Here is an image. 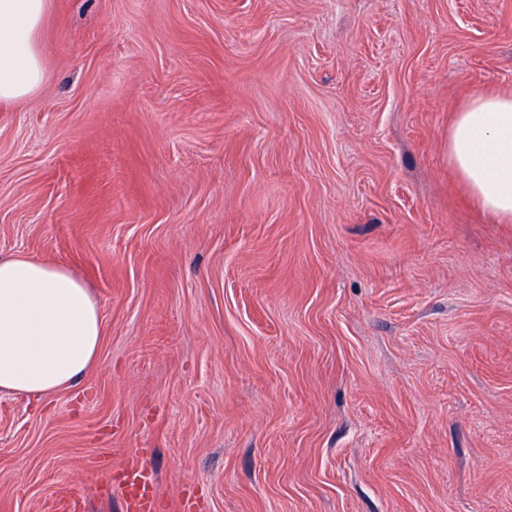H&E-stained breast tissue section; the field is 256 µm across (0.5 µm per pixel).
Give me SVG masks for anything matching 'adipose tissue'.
<instances>
[{
    "instance_id": "obj_1",
    "label": "adipose tissue",
    "mask_w": 512,
    "mask_h": 512,
    "mask_svg": "<svg viewBox=\"0 0 512 512\" xmlns=\"http://www.w3.org/2000/svg\"><path fill=\"white\" fill-rule=\"evenodd\" d=\"M54 0H0V102L36 92L42 29ZM448 162L473 201L512 223V95L473 98L448 128ZM99 308L66 266L0 257V392L36 400L70 387L95 361Z\"/></svg>"
}]
</instances>
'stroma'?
Wrapping results in <instances>:
<instances>
[{
	"instance_id": "stroma-1",
	"label": "stroma",
	"mask_w": 512,
	"mask_h": 512,
	"mask_svg": "<svg viewBox=\"0 0 512 512\" xmlns=\"http://www.w3.org/2000/svg\"><path fill=\"white\" fill-rule=\"evenodd\" d=\"M0 103V256L96 362L0 393V512H512V224L448 163L512 0H54ZM146 467L141 462H132L127 465L124 472L135 478L141 479V482H135L136 488L130 489L119 483L118 489L124 499L126 512H153L155 511L157 496L153 489V481L145 479L143 472Z\"/></svg>"
}]
</instances>
